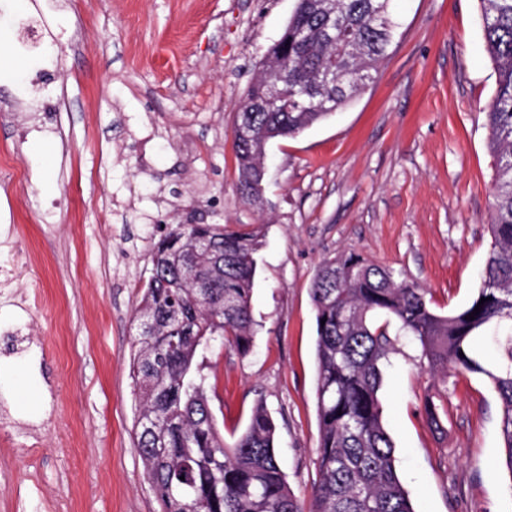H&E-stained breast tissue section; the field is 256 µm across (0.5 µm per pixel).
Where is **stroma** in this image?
Returning a JSON list of instances; mask_svg holds the SVG:
<instances>
[{"mask_svg": "<svg viewBox=\"0 0 512 512\" xmlns=\"http://www.w3.org/2000/svg\"><path fill=\"white\" fill-rule=\"evenodd\" d=\"M296 0H0V512H160L134 446L132 315L155 244L239 225L255 255L252 348L210 355L226 443L256 405L293 492L317 478L325 257L355 251L468 306L489 253L495 92L479 0H393L373 82L266 148L265 206L237 191L236 114ZM379 397L415 512H512L489 381L430 371L391 328ZM432 401L441 427L431 426Z\"/></svg>", "mask_w": 512, "mask_h": 512, "instance_id": "1", "label": "stroma"}]
</instances>
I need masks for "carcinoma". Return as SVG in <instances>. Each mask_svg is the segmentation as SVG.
Returning a JSON list of instances; mask_svg holds the SVG:
<instances>
[{
	"instance_id": "1",
	"label": "carcinoma",
	"mask_w": 512,
	"mask_h": 512,
	"mask_svg": "<svg viewBox=\"0 0 512 512\" xmlns=\"http://www.w3.org/2000/svg\"><path fill=\"white\" fill-rule=\"evenodd\" d=\"M391 0H297L263 72L288 70V85L311 95L288 109L251 112L256 140L233 142L237 190L250 204L265 196L256 167L260 142L295 137L362 93L388 56L395 22ZM496 90L484 109L495 160L491 248L471 304L447 315L425 290L356 252L326 259L311 286L316 312L319 442L309 506L293 494L275 452L276 425L262 405L228 446L208 405L207 354L251 347V294L257 236L221 224H179L152 253L134 321L156 323L138 335L131 364L140 410L136 448L161 512H414L395 465L378 392L380 365L393 350L384 312L420 344L429 368L486 377L501 405L505 467L512 482V0H479ZM208 241L213 252L200 250ZM486 302H480V299ZM481 311L473 314L475 306ZM491 328L496 356L478 348Z\"/></svg>"
}]
</instances>
